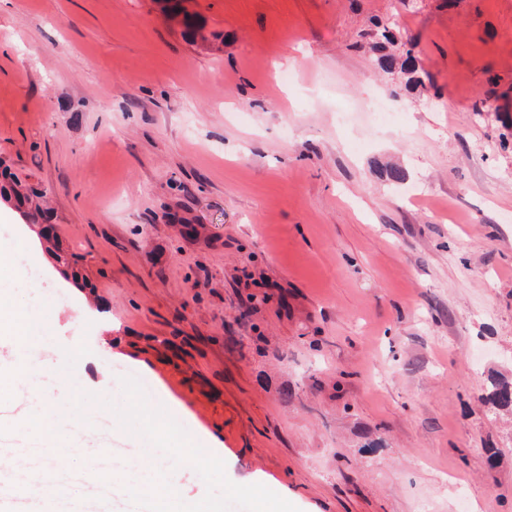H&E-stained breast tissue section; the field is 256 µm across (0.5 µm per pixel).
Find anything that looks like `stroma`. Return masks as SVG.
Returning <instances> with one entry per match:
<instances>
[{"label":"stroma","instance_id":"obj_1","mask_svg":"<svg viewBox=\"0 0 512 512\" xmlns=\"http://www.w3.org/2000/svg\"><path fill=\"white\" fill-rule=\"evenodd\" d=\"M0 0V201L44 336L83 338L88 426L136 377L228 478L299 512H512V0ZM409 43L420 88L372 51ZM380 95L400 127L368 123ZM345 104L354 127L337 129ZM397 166L406 179L384 175ZM111 337V347L100 344ZM112 387H98L99 372ZM9 445L53 425L13 416ZM38 193L34 190H27L22 185L13 183L9 189L6 187L0 189V198L14 199L19 205H27V217L31 224H40L47 220L45 212L40 209V206L35 203L33 206L34 198H37ZM41 221V222H40ZM489 400L499 410L512 411V381L490 379Z\"/></svg>","mask_w":512,"mask_h":512}]
</instances>
